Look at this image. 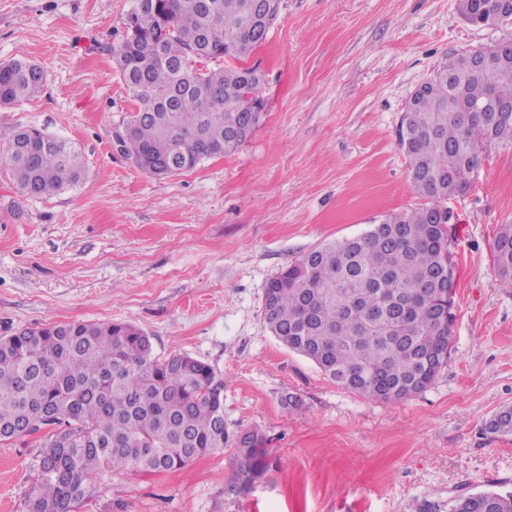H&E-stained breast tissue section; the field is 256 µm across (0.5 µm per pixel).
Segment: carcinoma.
<instances>
[{"label": "carcinoma", "mask_w": 512, "mask_h": 512, "mask_svg": "<svg viewBox=\"0 0 512 512\" xmlns=\"http://www.w3.org/2000/svg\"><path fill=\"white\" fill-rule=\"evenodd\" d=\"M255 0H149L134 33L113 57L139 106L126 120L127 154L164 177L233 154L260 118L262 74L246 60L270 27H249ZM470 53L445 59L431 92L409 106L400 144L412 188L430 203L385 215L364 233L323 244L272 277L262 309L271 333L337 385L371 400L398 402L423 391L448 364L453 299L437 285L455 280L448 197L468 189L488 145L512 144V117L467 107L512 102V66L472 73ZM40 66L0 63V106L37 95ZM6 163L17 188L47 197L81 181V154L35 128L11 131ZM493 262L512 288V224L501 225ZM44 430L29 512H77L112 473L176 471L198 457L235 448L232 492L268 468L264 439L239 447L224 424V379L187 354L160 359L150 337L129 323L73 321L0 336V442ZM512 432V407L488 423ZM451 512H512V491L455 496Z\"/></svg>", "instance_id": "obj_1"}]
</instances>
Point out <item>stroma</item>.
Instances as JSON below:
<instances>
[{"label":"stroma","mask_w":512,"mask_h":512,"mask_svg":"<svg viewBox=\"0 0 512 512\" xmlns=\"http://www.w3.org/2000/svg\"><path fill=\"white\" fill-rule=\"evenodd\" d=\"M132 0H0V62L37 63L42 94L0 107L82 153V181L16 187L0 143V336L75 320L131 323L157 357L187 354L224 381L229 430L258 432L269 468L229 492L233 449L175 472L124 471L79 512H448L458 493L512 490V288L492 260L512 224V146L485 147L448 201L457 263L448 363L422 392L371 400L288 350L262 315L268 280L324 243L416 208L399 136L406 103L449 56L512 38L458 0H281L249 58L260 119L232 155L157 178L113 141L136 109L112 61ZM36 440L0 443V512H28Z\"/></svg>","instance_id":"1"}]
</instances>
